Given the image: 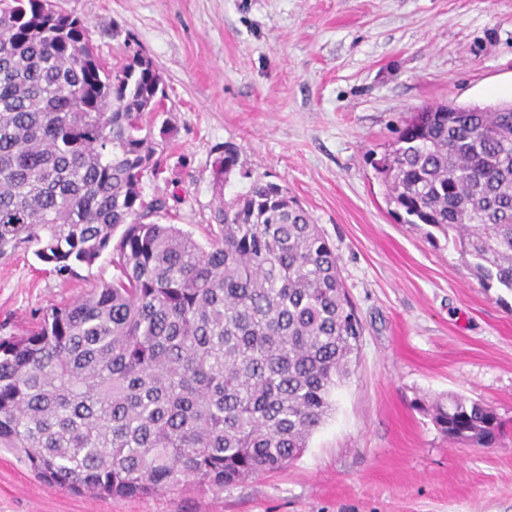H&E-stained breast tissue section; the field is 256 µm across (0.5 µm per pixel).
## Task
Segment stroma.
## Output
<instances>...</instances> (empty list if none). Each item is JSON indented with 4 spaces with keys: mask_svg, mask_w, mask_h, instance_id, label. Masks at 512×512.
I'll return each mask as SVG.
<instances>
[{
    "mask_svg": "<svg viewBox=\"0 0 512 512\" xmlns=\"http://www.w3.org/2000/svg\"><path fill=\"white\" fill-rule=\"evenodd\" d=\"M84 20L99 58L139 51L161 71L176 126L168 223L206 242L219 198L259 178L286 188L333 245L362 324L335 408L286 469L224 492L187 483L93 499L45 485L0 449V512H512V293L483 288L460 252L389 206L372 166L432 103L512 102V0H52ZM236 144L244 175L216 195ZM110 254L64 277L32 252L0 259V324L111 282ZM442 396L491 406L490 448L449 442ZM239 169L240 175H244L240 166V150L239 148L228 143L224 145V150L216 159L214 166V186L218 195H223L224 186L230 180V177Z\"/></svg>",
    "mask_w": 512,
    "mask_h": 512,
    "instance_id": "35a3bbf8",
    "label": "stroma"
}]
</instances>
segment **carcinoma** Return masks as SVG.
Returning a JSON list of instances; mask_svg holds the SVG:
<instances>
[{
    "label": "carcinoma",
    "mask_w": 512,
    "mask_h": 512,
    "mask_svg": "<svg viewBox=\"0 0 512 512\" xmlns=\"http://www.w3.org/2000/svg\"><path fill=\"white\" fill-rule=\"evenodd\" d=\"M80 18L0 0V259L33 250L74 273L112 251V282L0 337V448L91 497L185 480L214 493L300 456L334 410L361 325L319 225L259 178L230 200L239 148L216 159L208 245L143 197L174 127L152 61L111 69ZM408 224L453 241L512 291V105L427 106L374 162ZM118 240H113L115 232ZM452 441L489 446L494 410L438 399Z\"/></svg>",
    "instance_id": "1"
}]
</instances>
